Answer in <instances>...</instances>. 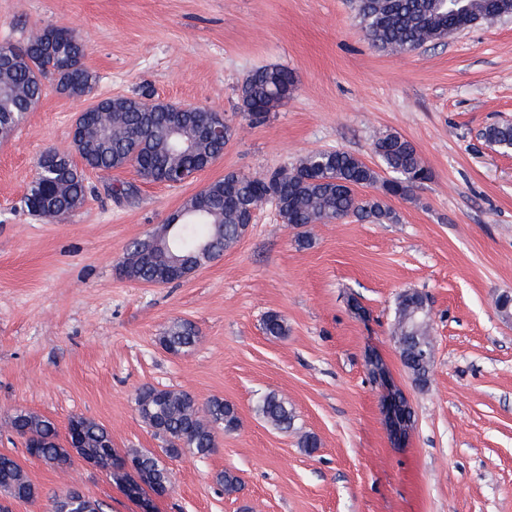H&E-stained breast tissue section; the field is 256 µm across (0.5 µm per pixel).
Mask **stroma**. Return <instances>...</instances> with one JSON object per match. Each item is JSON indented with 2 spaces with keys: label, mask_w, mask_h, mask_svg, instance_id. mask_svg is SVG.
<instances>
[{
  "label": "stroma",
  "mask_w": 512,
  "mask_h": 512,
  "mask_svg": "<svg viewBox=\"0 0 512 512\" xmlns=\"http://www.w3.org/2000/svg\"><path fill=\"white\" fill-rule=\"evenodd\" d=\"M74 30L96 84L60 94L53 82L0 140V453L38 488L14 512H51L70 479L30 456L6 425L15 409L106 427L112 447L159 450L135 398L145 386L234 402L241 426L205 458L166 459L175 485L156 512H512V321L494 300L512 291V154L481 136L512 122V21L482 24L417 50L387 54L366 38L352 0H0V43L39 29ZM285 67L295 90L264 123L240 112L255 69ZM149 89L174 104L222 112L234 135L224 156L180 187L141 181L134 167L88 173L91 191L51 220L23 199L47 149L71 150L78 112ZM410 141L432 172L397 216H350L301 228L263 205L244 238L188 278L150 286L119 279L127 245L165 224L225 172L259 175L316 150L341 149L378 166L375 140ZM137 185L135 202L108 187ZM308 236L309 245L298 242ZM425 293L434 363L416 386L391 340L395 301ZM287 336L263 331L269 313ZM180 320L199 331L188 351L159 339ZM378 356L409 399L414 424L394 440ZM273 392L294 430L259 415ZM319 440L309 454L300 434ZM233 470L227 493L217 473ZM104 512H140L105 474L81 473Z\"/></svg>",
  "instance_id": "1"
}]
</instances>
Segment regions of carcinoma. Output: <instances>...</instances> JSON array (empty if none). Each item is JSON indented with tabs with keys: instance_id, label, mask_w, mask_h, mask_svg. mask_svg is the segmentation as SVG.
Returning a JSON list of instances; mask_svg holds the SVG:
<instances>
[{
	"instance_id": "carcinoma-1",
	"label": "carcinoma",
	"mask_w": 512,
	"mask_h": 512,
	"mask_svg": "<svg viewBox=\"0 0 512 512\" xmlns=\"http://www.w3.org/2000/svg\"><path fill=\"white\" fill-rule=\"evenodd\" d=\"M355 10L375 47L405 52L435 44L459 27L492 23L497 15L512 16V0H460L446 6L440 0H355ZM85 55L79 37L58 27L42 29L23 45L0 43V131L10 132L19 125L40 100L46 80L70 97L90 94L96 77L85 67ZM294 86L290 70L259 68L242 86L240 111L250 122L260 124L288 100ZM108 103L124 107V111L114 113L118 132L105 139L96 128H88L80 166L69 155L54 149L45 151L25 196L28 210L51 219L75 211L87 196L88 170L109 173L131 165L143 180L161 183L166 167L172 164L203 168L224 155V143L233 134L228 124L224 125V140L208 134V127L224 115L207 107L180 108L159 102L146 110L136 96L110 98ZM174 124L186 127L199 144L198 149L182 153L178 159L165 151L166 132ZM482 136L489 144L508 150L512 148V123L489 126ZM374 152L391 178L382 177L357 155L337 149L310 152L290 168L270 172L263 181L236 171L225 173L187 199L193 215L169 233L174 256L181 259V264L197 268L219 255L244 236L253 223V208L266 197L277 199L278 215L287 225L322 224L349 215L379 224L395 222L397 217L386 199L410 197L415 188L431 180L432 174L415 147L396 134L378 137ZM361 187H372L377 194L361 198L357 193ZM169 262L170 257L162 252H146L139 238L127 245L117 271L126 280L148 284ZM422 303V295L415 291L398 296L391 335L405 340L399 348L401 363L412 381L424 387L430 381L433 363L423 361L419 351L434 349V342L431 319L420 313ZM263 329L273 338L288 335L286 322L277 313L266 316ZM198 334L194 324L181 321L160 338V343L166 351L179 354L195 345ZM135 404L141 420L166 435L162 452L169 458L186 453L204 458L217 447L218 432H232L240 423L236 405L219 397L206 402V419L198 416L196 399L186 392L146 386L137 393ZM257 409L274 428L294 429V411L277 394L263 395ZM11 419L17 434L30 438L38 454L57 461L59 467L71 465L52 420L24 409L15 411ZM81 421L85 450L108 452L112 445L110 432L94 420L83 417ZM130 455L143 485L154 492L173 487V475L157 455L139 450ZM11 485L27 492L35 489L20 464L1 453L0 493H8Z\"/></svg>"
}]
</instances>
